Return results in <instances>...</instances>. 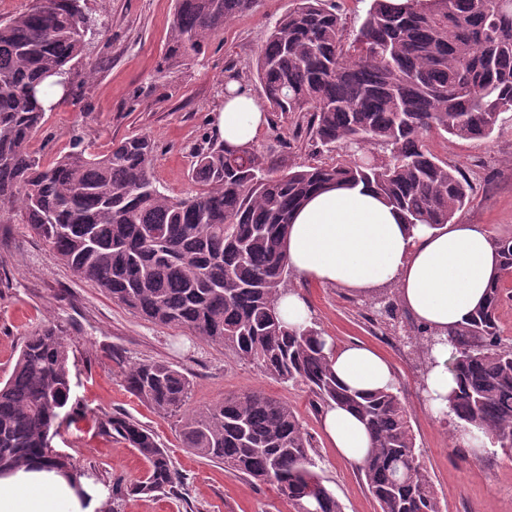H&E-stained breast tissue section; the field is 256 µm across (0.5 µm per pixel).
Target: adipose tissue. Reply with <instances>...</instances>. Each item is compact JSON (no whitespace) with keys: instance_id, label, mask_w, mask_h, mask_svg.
I'll list each match as a JSON object with an SVG mask.
<instances>
[{"instance_id":"obj_1","label":"adipose tissue","mask_w":512,"mask_h":512,"mask_svg":"<svg viewBox=\"0 0 512 512\" xmlns=\"http://www.w3.org/2000/svg\"><path fill=\"white\" fill-rule=\"evenodd\" d=\"M215 130L227 149L254 143L266 126L261 102L238 83L227 86ZM288 266L297 276L369 295L396 288L402 304L429 329L447 334L466 324L483 301L499 267L493 237L482 224L409 226L373 186L330 185L292 216ZM337 379L359 392L396 385L391 365L361 344L326 342ZM449 347L436 346L427 375L432 412L448 409L456 382L446 368ZM322 425L337 453L363 464L371 440L364 423L338 405L322 412ZM101 501L81 492L68 476L40 461L0 476V512H98Z\"/></svg>"}]
</instances>
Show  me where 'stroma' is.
<instances>
[{
	"label": "stroma",
	"mask_w": 512,
	"mask_h": 512,
	"mask_svg": "<svg viewBox=\"0 0 512 512\" xmlns=\"http://www.w3.org/2000/svg\"><path fill=\"white\" fill-rule=\"evenodd\" d=\"M294 5V0H260L254 10L230 20L198 58L168 71L161 63L175 0H87L90 13L104 24L89 49L96 75L85 79L86 61L73 62L74 93L47 113L44 128L29 143L30 152L48 164L79 145L101 154L113 142L143 133L155 145L151 168L159 189L174 197L194 195L200 185L192 149L214 136L226 68L249 77L270 28ZM295 122L292 116H271L255 149L278 161H331L325 148L293 138ZM430 146L460 168L471 186L456 221L483 224L493 236L512 237V112L503 114L500 131L487 140L435 137ZM289 286L306 300L324 335L339 344L361 343L390 363L442 512H512V457L498 448L479 455L459 445L453 421L430 412L420 389L423 365L403 334L413 322L410 314L399 310L402 329L394 332L375 315L370 297L296 276ZM48 322L71 338V398L90 415L79 428L55 437L52 446L95 487L105 510L292 512L275 488L228 473L183 448L179 416L153 413L125 388L111 357L117 349L127 358L161 360L185 372L193 383L187 403L191 410L253 388L288 402L311 435L316 471L343 512H378L357 467L332 448L304 386L281 382L228 351L144 319L80 281L15 216L0 223V380L10 374L25 337ZM105 413L132 416L154 431L183 477L178 495L113 500V482H135L146 463L119 439L99 432L93 419Z\"/></svg>",
	"instance_id": "stroma-1"
}]
</instances>
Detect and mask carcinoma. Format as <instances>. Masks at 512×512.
I'll list each match as a JSON object with an SVG mask.
<instances>
[{"label":"carcinoma","instance_id":"carcinoma-1","mask_svg":"<svg viewBox=\"0 0 512 512\" xmlns=\"http://www.w3.org/2000/svg\"><path fill=\"white\" fill-rule=\"evenodd\" d=\"M257 0H176L165 68L196 59L210 39ZM94 24L81 0H35L0 21V217L22 223L83 282L154 324L185 331L253 363L270 377L307 387L313 404L333 403L366 425L371 448L361 466L379 512H441L417 452L405 401L391 390L341 385L316 324H286L277 298L293 275L284 250L293 211L330 183L365 182L411 225L442 226L469 199L460 169L430 149L431 136L489 138L512 112V0H369L359 27L344 34L330 0H296L259 51L252 80L267 111L299 112L292 131L338 159L273 166L252 145L194 150L202 189L185 198L160 191L151 172L154 145L143 134L103 155L85 149L40 164L28 143L46 121L45 82L64 86L71 62L86 55ZM499 274L467 324L448 339L420 326L407 331L424 367L448 342V395L457 430L512 453V339L497 311L512 277V237L496 238ZM398 320V301L375 299ZM70 343L55 325L26 337L0 382V473L35 459L74 475L52 439L82 409L69 404ZM129 391L152 411L182 412L188 376L167 362L115 353ZM99 429L146 462L144 476L112 491L175 492L182 476L150 429L106 414ZM180 438L195 455L273 486L293 512H343L315 472L311 437L287 402L250 389L184 413Z\"/></svg>","mask_w":512,"mask_h":512}]
</instances>
